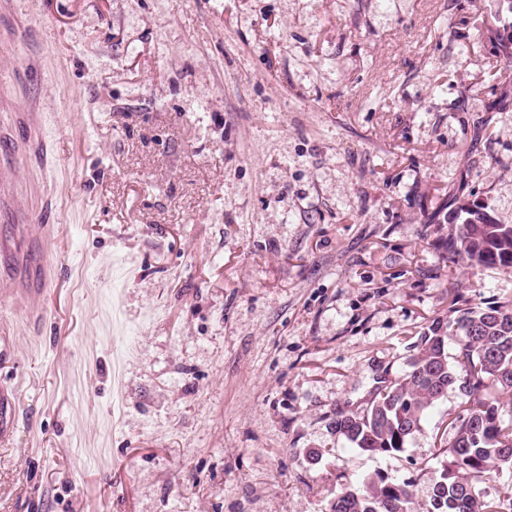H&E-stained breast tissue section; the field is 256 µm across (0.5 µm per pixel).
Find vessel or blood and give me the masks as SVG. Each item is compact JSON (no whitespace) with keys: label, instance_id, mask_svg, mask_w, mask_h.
Wrapping results in <instances>:
<instances>
[{"label":"vessel or blood","instance_id":"1","mask_svg":"<svg viewBox=\"0 0 512 512\" xmlns=\"http://www.w3.org/2000/svg\"><path fill=\"white\" fill-rule=\"evenodd\" d=\"M14 154L11 148L0 151V211L10 212L13 222L11 237L0 239V294H22L34 302L46 296L50 261L42 244L55 230L48 225L34 229L20 213L19 199L34 200L41 191L31 186L20 187ZM15 408V390L0 386V443L12 434Z\"/></svg>","mask_w":512,"mask_h":512}]
</instances>
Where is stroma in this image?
Wrapping results in <instances>:
<instances>
[{
	"instance_id": "obj_1",
	"label": "stroma",
	"mask_w": 512,
	"mask_h": 512,
	"mask_svg": "<svg viewBox=\"0 0 512 512\" xmlns=\"http://www.w3.org/2000/svg\"><path fill=\"white\" fill-rule=\"evenodd\" d=\"M11 2L0 142L38 113L56 286L0 311V512H329L374 473L428 512L457 392L401 453L332 422L451 300L512 301L433 221L453 192L512 224L499 0ZM16 408V392L0 386V443L9 439L13 431Z\"/></svg>"
}]
</instances>
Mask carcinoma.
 Returning <instances> with one entry per match:
<instances>
[{"instance_id":"carcinoma-1","label":"carcinoma","mask_w":512,"mask_h":512,"mask_svg":"<svg viewBox=\"0 0 512 512\" xmlns=\"http://www.w3.org/2000/svg\"><path fill=\"white\" fill-rule=\"evenodd\" d=\"M495 39L512 62V2L496 17ZM448 233V261L470 267L512 269V224H501L474 200L455 194L442 211ZM457 317L436 319L419 337L417 352L398 377L375 388L368 405L336 415L333 429L352 447L371 454H395L419 431L427 413L454 389L464 406L449 422L453 432L447 461L436 479L428 512H512V489L490 497L476 487L490 480L491 465H512V421L503 418V399L512 396V302L465 309ZM457 345L448 356V338ZM330 512H418L412 484L379 473L355 489L341 487Z\"/></svg>"}]
</instances>
